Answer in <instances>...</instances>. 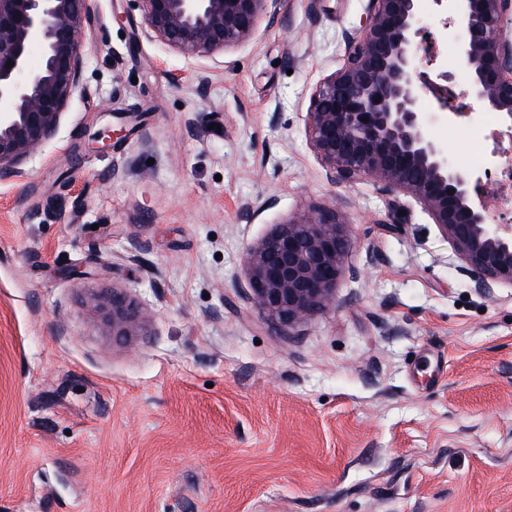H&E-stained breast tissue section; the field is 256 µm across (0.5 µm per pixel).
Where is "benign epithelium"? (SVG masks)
<instances>
[{"instance_id": "1", "label": "benign epithelium", "mask_w": 512, "mask_h": 512, "mask_svg": "<svg viewBox=\"0 0 512 512\" xmlns=\"http://www.w3.org/2000/svg\"><path fill=\"white\" fill-rule=\"evenodd\" d=\"M135 2L151 37L184 56L207 57L249 42L281 0ZM451 2L464 30L458 56L470 71L469 91L511 121L504 135L512 143V0ZM90 14L91 0H0L1 181L23 176V165L57 132L80 86ZM368 17L343 65L313 94L305 115L312 149L333 178L419 203L477 294L512 287V224L489 221L478 198L482 178L450 164L429 134L432 113L422 96L431 77L417 60L432 38L420 27L419 0H368ZM350 241V224L334 206L288 218L245 254L248 300L292 329L335 303ZM93 304L112 337L139 335L146 313L123 289L100 292Z\"/></svg>"}]
</instances>
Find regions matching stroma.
I'll list each match as a JSON object with an SVG mask.
<instances>
[{
	"mask_svg": "<svg viewBox=\"0 0 512 512\" xmlns=\"http://www.w3.org/2000/svg\"><path fill=\"white\" fill-rule=\"evenodd\" d=\"M366 7L281 0L186 57L92 0L79 92L0 180V512H512V288L477 295L419 205L332 181L305 129ZM420 19L455 54L451 14ZM314 204L352 244L335 304L284 332L243 258ZM112 286L144 336L94 313Z\"/></svg>",
	"mask_w": 512,
	"mask_h": 512,
	"instance_id": "35a3bbf8",
	"label": "stroma"
}]
</instances>
